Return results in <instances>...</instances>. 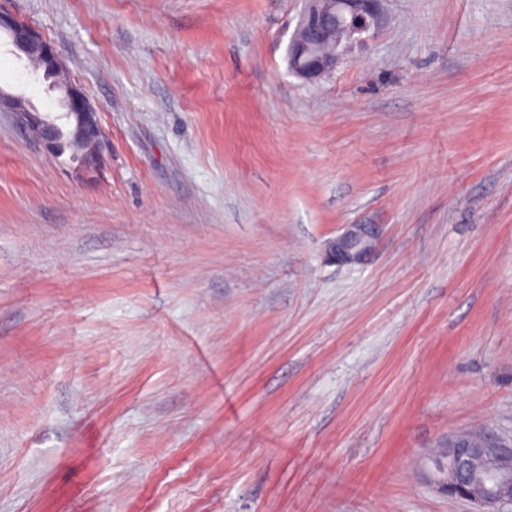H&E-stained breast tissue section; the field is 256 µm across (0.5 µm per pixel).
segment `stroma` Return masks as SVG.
Listing matches in <instances>:
<instances>
[{
  "label": "stroma",
  "mask_w": 512,
  "mask_h": 512,
  "mask_svg": "<svg viewBox=\"0 0 512 512\" xmlns=\"http://www.w3.org/2000/svg\"><path fill=\"white\" fill-rule=\"evenodd\" d=\"M306 7L0 0L105 140L0 112V512H472L434 459L512 439V0H381L313 82ZM0 90L60 109L4 35ZM2 32L10 37L21 55L38 64L36 76L42 73L44 80L55 77L56 82L51 84L63 93L61 106L64 112H57L54 116L39 112L24 98L2 91L0 112L2 109L10 111L17 124L34 134L39 147L51 156L59 152L62 134L71 130L74 141L85 150L82 156L75 159L80 161L79 165L91 170L97 164L104 146L96 107L80 87L71 83L51 43L29 24L0 10V34ZM377 232L374 224H348L330 245L336 264H357L373 255Z\"/></svg>",
  "instance_id": "1"
}]
</instances>
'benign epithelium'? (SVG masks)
Here are the masks:
<instances>
[{
    "instance_id": "7a95c632",
    "label": "benign epithelium",
    "mask_w": 512,
    "mask_h": 512,
    "mask_svg": "<svg viewBox=\"0 0 512 512\" xmlns=\"http://www.w3.org/2000/svg\"><path fill=\"white\" fill-rule=\"evenodd\" d=\"M310 5L288 46L292 73L306 80H316L332 71L343 51L322 52L328 33L335 27L348 35L368 31L376 19L378 0H309ZM6 33L16 50L35 61L38 73L62 91L63 111L52 116L40 112L24 98L0 92V110L10 111L17 124L36 137L41 149L55 156L62 134L71 131L85 153L77 160L93 168L104 146L98 111L85 92L71 83L63 62L51 43L30 25L0 10V33ZM377 232L372 224H348L330 245V255L338 264H357L373 255ZM445 461L436 464L435 482L451 497L476 504L481 512H501L512 506V443L485 437L482 447L467 445L446 448Z\"/></svg>"
}]
</instances>
